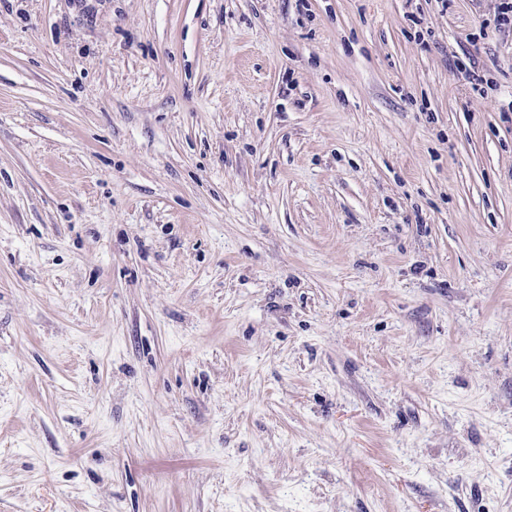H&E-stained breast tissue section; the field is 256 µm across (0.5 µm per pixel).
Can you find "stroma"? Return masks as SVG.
<instances>
[{"instance_id":"35a3bbf8","label":"stroma","mask_w":512,"mask_h":512,"mask_svg":"<svg viewBox=\"0 0 512 512\" xmlns=\"http://www.w3.org/2000/svg\"><path fill=\"white\" fill-rule=\"evenodd\" d=\"M497 5L0 0V512H512Z\"/></svg>"}]
</instances>
